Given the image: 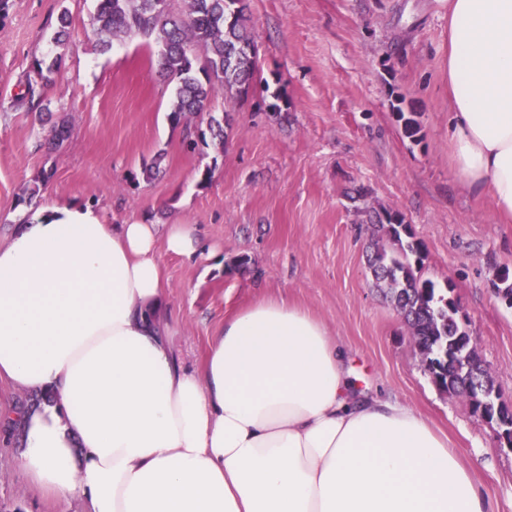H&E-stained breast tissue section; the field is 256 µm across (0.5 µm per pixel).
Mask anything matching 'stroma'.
<instances>
[{
    "label": "stroma",
    "instance_id": "35a3bbf8",
    "mask_svg": "<svg viewBox=\"0 0 512 512\" xmlns=\"http://www.w3.org/2000/svg\"><path fill=\"white\" fill-rule=\"evenodd\" d=\"M260 77L227 105L215 88L206 125L229 113L223 146L189 152L168 115L174 87L137 37L97 46L95 0H7L0 12V242L15 218L51 202L99 210L107 223L191 224L216 255L195 263L159 250L166 321L186 368L198 369L225 318L261 300L302 306L347 354L359 387L399 400L451 437L494 503L512 512V447L425 370L414 341L368 268L370 226L352 202L404 215L425 252L424 275L452 283L479 354L512 402V308L493 288L512 273V223L470 195L448 159L447 0H246ZM70 38L57 49L61 12ZM60 58L40 113L14 109L20 79ZM417 113L407 138L398 111ZM68 113L57 150L35 145L47 115ZM160 159L150 182L143 163ZM209 181H202L204 169ZM51 176L32 203L28 187ZM246 259L236 268L237 259ZM5 512H82L24 474L0 441Z\"/></svg>",
    "mask_w": 512,
    "mask_h": 512
}]
</instances>
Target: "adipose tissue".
I'll return each mask as SVG.
<instances>
[{
  "mask_svg": "<svg viewBox=\"0 0 512 512\" xmlns=\"http://www.w3.org/2000/svg\"><path fill=\"white\" fill-rule=\"evenodd\" d=\"M450 162L512 218V0H448ZM214 255L189 224L106 223L76 204L0 244V380L25 475L84 512H493L446 435L356 390L324 321L277 300L179 361L159 249ZM22 392L13 387L7 381H0V408L12 409L16 414L24 412L25 408L30 402L34 400L31 396L24 394L23 397L18 398ZM18 398V399H17ZM17 400V401H16ZM16 402V403H15ZM15 404V405H14Z\"/></svg>",
  "mask_w": 512,
  "mask_h": 512,
  "instance_id": "obj_1",
  "label": "adipose tissue"
}]
</instances>
